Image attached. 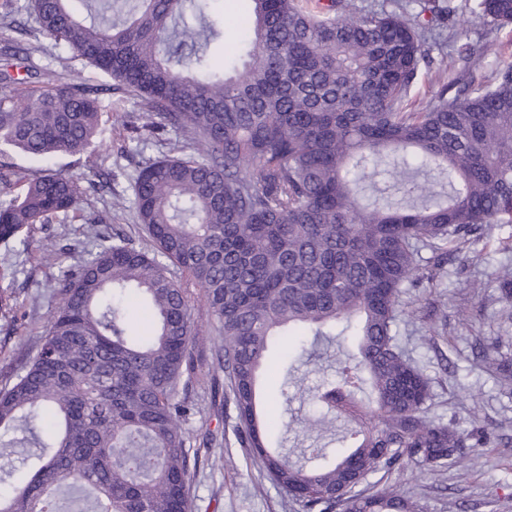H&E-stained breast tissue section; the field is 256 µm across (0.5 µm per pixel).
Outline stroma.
Here are the masks:
<instances>
[{"label":"stroma","instance_id":"obj_1","mask_svg":"<svg viewBox=\"0 0 512 512\" xmlns=\"http://www.w3.org/2000/svg\"><path fill=\"white\" fill-rule=\"evenodd\" d=\"M459 21L447 39L429 40L430 67L422 69L410 96L431 97L442 84L462 81L457 58L470 53L483 67L476 86H487L498 69L512 65V25L491 31L472 9L478 0H455ZM212 15L224 16L223 41L211 43L208 54L220 59L222 47L247 39L245 0H211ZM33 64L59 72L83 70L85 76L106 83V76L90 68L75 54L43 34L17 36ZM101 132L86 154H58L33 159L10 152L15 165L36 171L52 168L79 179L87 178L86 159H93L112 182L82 204L85 215L106 213L111 223L93 225L59 218L36 230L25 241L0 244V268L13 267V279L0 281V295L8 304L0 307V390L12 387L36 354L48 322L59 302L62 270L82 264L95 250L99 236L124 239L134 247L145 244L138 224L132 183L145 162L173 156L184 140L181 132L167 130L143 136L138 107L123 92L110 90ZM418 272L405 290V307L396 322V338L406 354L429 379L428 416L437 423H452L468 432L481 428L485 443L470 449L462 463L465 479L456 469L435 474L414 462L377 473L368 490L396 486L417 501L423 512H512V380L497 372L498 364L512 363V298L504 295V276L512 277V224H494L477 238L454 251L452 261L434 267L430 250H422ZM294 375L304 390L286 388L281 369L260 378L257 409L264 413L280 448L325 447L334 453L342 443L330 439L327 423L318 422L319 410L307 389L334 382L336 357L295 363ZM223 371L214 377L223 378ZM211 377V378H214ZM210 377L200 376L188 396L196 409L185 423L194 433L213 431L211 448L200 451L199 464L191 473V512H298L287 497L263 478L250 451L236 440L237 411L233 404L212 402Z\"/></svg>","mask_w":512,"mask_h":512}]
</instances>
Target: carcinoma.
Listing matches in <instances>:
<instances>
[{
  "instance_id": "cac0c4a2",
  "label": "carcinoma",
  "mask_w": 512,
  "mask_h": 512,
  "mask_svg": "<svg viewBox=\"0 0 512 512\" xmlns=\"http://www.w3.org/2000/svg\"><path fill=\"white\" fill-rule=\"evenodd\" d=\"M0 0V23L24 13L36 30L138 100L140 131L183 132L190 153L149 161L133 183L137 217L153 250L103 238L62 276L41 348L0 390V431L33 433L42 453L25 481L0 494V512H75L63 486L84 490L91 512H190L195 446L188 388L206 347L193 328L190 289H202L216 324L209 347L224 369V401L263 475L301 512H422L368 476L414 461L455 465L474 435L427 416L430 381L399 347L393 326L419 251L512 224V66L474 94L444 86L415 105L429 63L427 33L457 22L453 0H416V13L366 9L356 0H250L248 60L232 74L207 49L224 19L195 0ZM495 30L512 0H478ZM0 83L39 84L24 106L0 96V146L32 156L81 153L98 133L102 95L80 71L38 68L14 41L0 46ZM0 243L81 212L85 189L52 170L28 173L1 159ZM385 165L400 201L363 203L359 181ZM147 303L150 335L133 333L122 306ZM350 332L353 358L314 395L326 413L356 423L355 443L309 467L268 447L256 385L275 336L313 342ZM369 387L358 403L351 394Z\"/></svg>"
}]
</instances>
